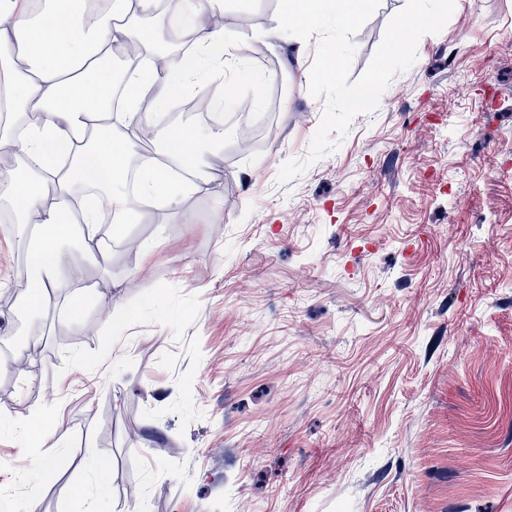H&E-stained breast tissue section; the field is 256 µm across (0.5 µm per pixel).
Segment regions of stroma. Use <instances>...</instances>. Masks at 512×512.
<instances>
[{"mask_svg":"<svg viewBox=\"0 0 512 512\" xmlns=\"http://www.w3.org/2000/svg\"><path fill=\"white\" fill-rule=\"evenodd\" d=\"M404 4L353 35V76ZM276 7L223 0L242 72L185 92L236 80L272 139L238 153L227 106L216 147L195 116L207 190L125 225L133 254L70 244L83 286L30 314L33 370L12 367L26 292L0 308V512H72L84 487L95 512H512V0H455L377 110L284 185L323 103L317 42ZM33 232L0 220V293ZM114 300L137 313L120 329ZM39 419L53 456L22 432Z\"/></svg>","mask_w":512,"mask_h":512,"instance_id":"35a3bbf8","label":"stroma"}]
</instances>
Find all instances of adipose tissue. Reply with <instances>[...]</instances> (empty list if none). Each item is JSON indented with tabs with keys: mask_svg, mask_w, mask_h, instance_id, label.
I'll use <instances>...</instances> for the list:
<instances>
[{
	"mask_svg": "<svg viewBox=\"0 0 512 512\" xmlns=\"http://www.w3.org/2000/svg\"><path fill=\"white\" fill-rule=\"evenodd\" d=\"M88 0H43L39 13L21 0H0V151L28 160L27 179L0 171V207L14 223L36 225L37 242L28 255L29 306L40 309L57 288H77L78 275H65V242L79 237L85 248H97L98 211L76 207L86 176L107 191L118 223L135 224L140 211L126 200V170L141 127L136 100L153 93L158 102L172 97L174 87L159 70L130 71L124 110L112 106L114 80L109 65L124 56L126 32L114 14L148 15L158 25L191 21L193 57L181 83L199 84L201 63H239L230 53L223 29L203 23L219 0H111L108 12L87 19ZM162 148L138 172L142 197L161 205L177 198L165 182L168 170L201 171V153L192 131L162 127Z\"/></svg>",
	"mask_w": 512,
	"mask_h": 512,
	"instance_id": "obj_1",
	"label": "adipose tissue"
}]
</instances>
